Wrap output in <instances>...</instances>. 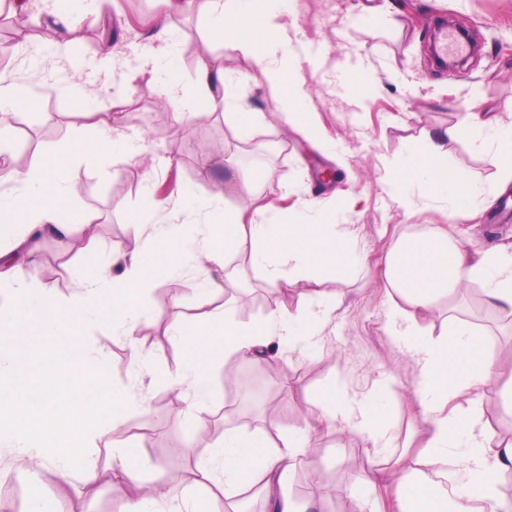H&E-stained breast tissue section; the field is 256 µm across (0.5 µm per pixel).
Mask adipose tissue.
<instances>
[{
	"mask_svg": "<svg viewBox=\"0 0 512 512\" xmlns=\"http://www.w3.org/2000/svg\"><path fill=\"white\" fill-rule=\"evenodd\" d=\"M166 8L153 20L143 44L136 46L138 73L147 89L163 85L174 111L197 118L234 107L237 134L246 137L258 115L239 101L236 84L224 70L223 56L198 55L194 88L185 91L173 64L174 14L182 0H164ZM268 0H198L197 12L216 36L225 54L250 58L268 91L279 98L282 114L310 146L324 150L326 137L313 109L304 107L295 80L296 59L282 64L275 46L285 44L284 27L265 21ZM39 7L59 42L71 45L77 28L74 0H13V11ZM64 94L91 117L93 138L107 147L122 146L121 161L140 156L138 134L121 125L117 113L124 100L112 102V112H98L94 99L75 84ZM469 125H449L425 133L411 144L402 168L389 181L392 202L402 210L414 204V189H423L444 203L449 217H467L484 205L481 189L456 163L450 142L468 138L488 153L503 182L512 181V122L481 112L469 113ZM88 148L76 136L22 171L10 172L13 192L0 197V279L13 280L7 304L0 305V447L20 458L49 460L63 472L79 475V496L92 497L99 473L87 462L93 439L106 436L134 399L133 389L112 386L101 360L82 341L88 318L111 322L122 336L133 338L153 312L142 304V292L161 271L179 272L187 260H200L207 291L219 289V278L236 277L233 262L248 256L266 272L268 288L279 289L317 280L324 271L352 273L367 262L350 232L338 230L331 212L311 201L312 217L302 213H274L266 205L253 211L231 210L229 194L259 196V183L229 169L203 216V233H175L168 227L133 225V246L114 254L111 262L123 268L109 277L95 236H88L81 263L74 272L77 291L63 300L44 283L32 287L37 270L23 267L40 235L67 236L76 228H90L93 218L73 211L63 197V181L70 168L86 158ZM375 268L392 300V316L399 335L410 340L417 364L416 393L424 443L415 459L399 456L392 465L398 512H512L496 488L498 479L512 474V440H501L481 422L469 395L500 379L512 403V373L502 374L495 344L482 331L458 318L455 303L466 286L480 283L484 304L499 321L512 324V242L479 244L464 230L444 224H425L392 235L377 254ZM320 294H300L295 309L280 307L259 325L236 319L233 309L219 307L197 324L173 323L186 355L172 383L191 397L195 425H202L201 405L212 390L216 365L234 360L258 361L272 342L292 344L295 337L314 336L318 328L308 304ZM441 317L442 330L432 333L424 322ZM454 399L452 412L444 402ZM391 409L375 403L353 408L338 384L320 391L302 426L273 439L264 429L232 428L195 459V495L188 512H214L217 500H231L244 486L259 485L267 512H308L295 500L289 484L303 462L311 434L341 423L371 443L372 454L387 447ZM467 433L463 456L453 459L448 446L458 433ZM153 464L146 456L126 449L112 468L110 488L119 512H177V491L166 484L144 489Z\"/></svg>",
	"mask_w": 512,
	"mask_h": 512,
	"instance_id": "1",
	"label": "adipose tissue"
}]
</instances>
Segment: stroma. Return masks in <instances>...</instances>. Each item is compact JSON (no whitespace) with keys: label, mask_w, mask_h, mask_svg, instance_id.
<instances>
[{"label":"stroma","mask_w":512,"mask_h":512,"mask_svg":"<svg viewBox=\"0 0 512 512\" xmlns=\"http://www.w3.org/2000/svg\"><path fill=\"white\" fill-rule=\"evenodd\" d=\"M396 12L369 19L362 12L364 0H276L277 20L295 25L296 40L303 46L296 57L301 61L299 76L308 100L325 129L332 149L348 163L346 175L326 182L324 170L333 161L310 149L297 129H285L276 98L255 82L252 63L244 57L228 55L224 67L232 76L240 98L261 120L256 135L275 137L287 130L288 143L270 144L269 155L254 156L248 144L236 137L235 119L215 114L190 129L155 125V106L161 93L144 89L132 73L138 61L130 46L144 42L146 24L157 13L159 0H116L112 7V35L115 66L111 73L113 91L126 102L122 121L127 130L139 132L152 158L149 168L134 162L118 166L115 174L105 175L79 164L67 176L66 187L74 188V209L99 217L98 237L114 251L128 248L130 223L141 217L146 189L166 183L171 172H178L192 195L187 209L204 206L224 178L225 168L237 165L261 181L264 201L277 207L304 208L310 195H318L335 211V221L353 232L362 250L379 251L387 234L405 230L410 224H445L448 213L424 195H416L413 213H405L388 196L384 160H402L409 143L422 131L437 130L461 121L463 112H492L512 117V0H393ZM82 17L77 26V43L57 54H44L54 43L53 30L33 25L27 46L15 48L12 75L36 92L33 105L22 108L17 118L20 128L9 138L7 153L0 154V165L16 169L28 166L24 146L33 152H49L87 126L74 114L71 105L53 87L55 71L69 62L82 64L92 73L102 62L100 45L104 39L101 19L92 0H81ZM348 21L345 35H337L340 21ZM454 21L469 26L482 43L480 54L469 61L465 71L445 73L432 67L426 46L435 24ZM176 29L175 61L183 81H190L198 52L217 49L206 35L197 14L188 13L173 21ZM363 69L375 76L363 90L359 102H349L344 77ZM449 151L481 189H489L496 170L487 155L475 151L469 141L449 143ZM223 158L212 179L200 173L215 158ZM361 196V212L354 215L339 209L338 198L345 194ZM85 240L44 236L34 255L39 280L51 284L60 296L70 297L76 283L72 270L81 260ZM243 280L238 290L259 294L261 300L250 310H237L243 322L261 323L279 306H295L296 290L271 291L263 273L243 264ZM325 293L342 292L343 306L333 312L318 340L298 337L292 352L273 350L260 363H241L245 375L241 391L228 392L223 373H216L214 391L206 403L209 422L195 428L183 416L188 399L164 402L167 393L162 372H177L184 358L180 341L169 327L182 320L196 321L202 314L228 302V294L211 296L201 289L194 263H187L180 274L156 278L146 295L154 310L153 321L141 325L139 347L142 358L132 362L125 337L115 335L111 326L92 324L84 331L87 346L97 352L120 387L141 385V399L128 406L118 424L113 443L131 445L149 457L156 466L155 479L166 484L191 487L194 460L188 451L207 449L220 440L226 428L265 426L262 406L275 401L279 412L276 425L300 424L307 399L316 397L333 377H341L348 398L355 403L369 402L378 386L387 389L391 406L394 438L392 455H399L410 431L421 426L417 416L414 388L415 362L389 325L388 295L384 281L374 268L365 267L347 277L329 273L318 286ZM113 443L93 441L89 460L102 474L114 464ZM365 443L342 428L321 429L314 433L289 485L291 495L303 501L311 495L320 498V512H356L348 496L354 475L382 458L368 460ZM319 474L320 485H313L312 474ZM14 488L5 497L10 512H22L27 500L40 496L49 512H70L79 487L77 475H62L57 463L41 462L39 468L24 469L14 454L0 450V490Z\"/></svg>","instance_id":"stroma-1"}]
</instances>
